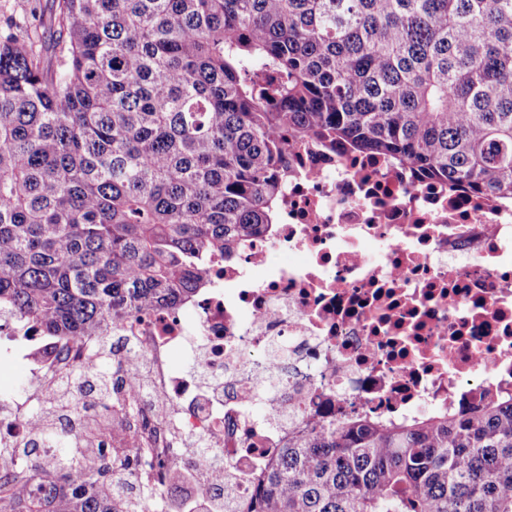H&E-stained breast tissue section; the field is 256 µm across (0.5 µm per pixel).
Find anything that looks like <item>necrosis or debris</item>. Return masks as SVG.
Returning <instances> with one entry per match:
<instances>
[{"label": "necrosis or debris", "instance_id": "obj_1", "mask_svg": "<svg viewBox=\"0 0 512 512\" xmlns=\"http://www.w3.org/2000/svg\"><path fill=\"white\" fill-rule=\"evenodd\" d=\"M288 166L276 224L209 262L194 297L122 327V358L151 369L145 438L163 457L205 444L197 472L225 468L240 512L298 419L419 418L512 394V204L341 145ZM25 345L51 389L60 341Z\"/></svg>", "mask_w": 512, "mask_h": 512}]
</instances>
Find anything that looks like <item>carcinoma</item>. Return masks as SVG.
<instances>
[{
    "instance_id": "cac0c4a2",
    "label": "carcinoma",
    "mask_w": 512,
    "mask_h": 512,
    "mask_svg": "<svg viewBox=\"0 0 512 512\" xmlns=\"http://www.w3.org/2000/svg\"><path fill=\"white\" fill-rule=\"evenodd\" d=\"M0 28V316L90 348L93 437L57 432L69 375L0 466V512H181L139 444L108 336L203 285L276 220L315 141L512 199V0H54ZM124 447L101 439L107 426ZM250 512H512V396L411 423L301 424Z\"/></svg>"
}]
</instances>
